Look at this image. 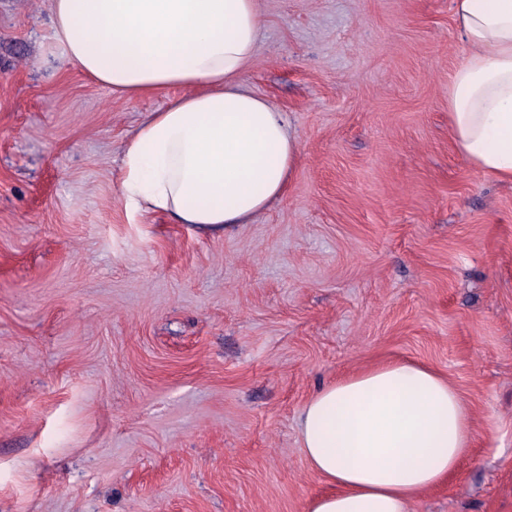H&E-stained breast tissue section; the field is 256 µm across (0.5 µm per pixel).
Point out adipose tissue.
Here are the masks:
<instances>
[{
  "label": "adipose tissue",
  "mask_w": 512,
  "mask_h": 512,
  "mask_svg": "<svg viewBox=\"0 0 512 512\" xmlns=\"http://www.w3.org/2000/svg\"><path fill=\"white\" fill-rule=\"evenodd\" d=\"M66 60L131 97L174 86L127 142L120 191L129 212L219 231L285 193L300 143L246 76L264 23L261 0H51ZM468 54L448 82L458 151L512 181V0H453ZM471 423L436 371L399 360L321 387L299 415L311 469L328 485L307 512H410L454 472Z\"/></svg>",
  "instance_id": "obj_1"
}]
</instances>
